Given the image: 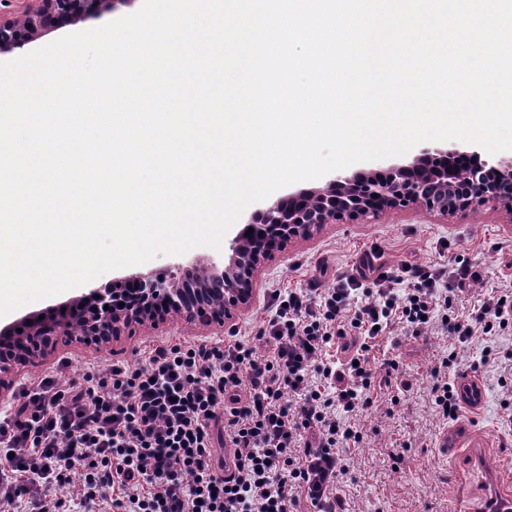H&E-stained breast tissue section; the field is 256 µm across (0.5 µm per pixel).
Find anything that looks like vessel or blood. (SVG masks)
Returning <instances> with one entry per match:
<instances>
[{
	"instance_id": "obj_1",
	"label": "vessel or blood",
	"mask_w": 512,
	"mask_h": 512,
	"mask_svg": "<svg viewBox=\"0 0 512 512\" xmlns=\"http://www.w3.org/2000/svg\"><path fill=\"white\" fill-rule=\"evenodd\" d=\"M457 390L460 401L469 411H477L484 402V388L476 376L462 372ZM436 446L441 454L463 455L469 460L473 476L487 488L479 505L480 512H512V471L488 469L477 456V440L472 425L460 424L442 432Z\"/></svg>"
}]
</instances>
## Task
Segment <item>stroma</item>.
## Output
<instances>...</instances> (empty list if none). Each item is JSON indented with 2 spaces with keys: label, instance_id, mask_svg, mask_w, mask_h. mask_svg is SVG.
Masks as SVG:
<instances>
[{
  "label": "stroma",
  "instance_id": "1",
  "mask_svg": "<svg viewBox=\"0 0 512 512\" xmlns=\"http://www.w3.org/2000/svg\"><path fill=\"white\" fill-rule=\"evenodd\" d=\"M512 223L489 208L469 210L442 220L423 210H391L365 224H328L313 239L291 243L285 254L266 264L258 274L261 286L251 308L238 317L241 335L251 336L269 318V291L303 288L313 277L334 287L339 274L352 271L364 250L380 245L390 267L404 262L446 264L456 258L480 262L490 282L512 289ZM327 275H320L321 263ZM189 343L198 337L179 320L164 328L143 331L98 349L61 347L45 363L26 368L14 383H30L64 370L80 379L90 365L107 367L112 359L134 360L136 352L165 341ZM494 357L482 362L484 350ZM456 354L457 367L448 373L457 379L459 367L472 368L485 390V402L476 413L461 412L460 421L472 422L485 450V463L496 468L512 463V332L503 336H473L457 343L440 328L414 337H380L372 349L373 367L401 356L402 386L378 391L372 407L354 416L363 439L346 452L348 472L338 491L349 512H457L477 507L482 488L458 480L461 459L442 458L435 440L447 427L436 411L431 372L443 357Z\"/></svg>",
  "mask_w": 512,
  "mask_h": 512
}]
</instances>
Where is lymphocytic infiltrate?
<instances>
[{"instance_id":"obj_1","label":"lymphocytic infiltrate","mask_w":512,"mask_h":512,"mask_svg":"<svg viewBox=\"0 0 512 512\" xmlns=\"http://www.w3.org/2000/svg\"><path fill=\"white\" fill-rule=\"evenodd\" d=\"M381 257L371 248L332 288L274 289L256 336L168 341L78 382L20 388L0 419V512H347L336 489L362 440L347 417L373 403L377 338L512 331V290L488 286L477 262L395 273ZM474 286L482 303L457 315Z\"/></svg>"}]
</instances>
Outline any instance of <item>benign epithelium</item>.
Returning <instances> with one entry per match:
<instances>
[{"instance_id":"7a95c632","label":"benign epithelium","mask_w":512,"mask_h":512,"mask_svg":"<svg viewBox=\"0 0 512 512\" xmlns=\"http://www.w3.org/2000/svg\"><path fill=\"white\" fill-rule=\"evenodd\" d=\"M0 10V53L44 37L61 24L76 25L120 0H24ZM444 144H421L411 162L386 173H336L324 185L263 203L233 237L227 260L197 261L179 276L148 272L91 288L56 307L30 313L0 328V393L15 370L42 364L58 343L99 347L145 327L178 318L201 330L222 328L254 299L257 274L298 239L326 224H355L387 210L420 208L442 217L490 207L512 216V155L457 163ZM252 235H246L247 231ZM124 306H119V303Z\"/></svg>"}]
</instances>
